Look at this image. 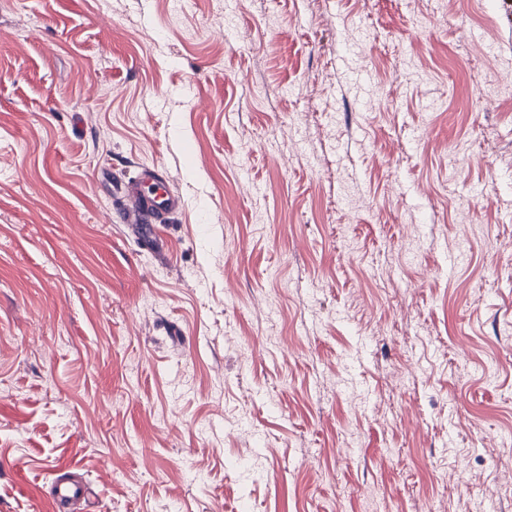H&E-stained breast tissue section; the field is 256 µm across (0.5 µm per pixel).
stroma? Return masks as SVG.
Wrapping results in <instances>:
<instances>
[{
	"label": "stroma",
	"mask_w": 512,
	"mask_h": 512,
	"mask_svg": "<svg viewBox=\"0 0 512 512\" xmlns=\"http://www.w3.org/2000/svg\"><path fill=\"white\" fill-rule=\"evenodd\" d=\"M504 70L503 0H0V512H512ZM136 183L148 187L141 193L131 187L122 212L127 224H168L169 216L182 206L181 199L169 187L168 178L154 166L140 167ZM88 487L84 481L73 478H59L50 489V503L57 512H70L82 505L88 497Z\"/></svg>",
	"instance_id": "1"
}]
</instances>
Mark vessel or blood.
<instances>
[{
  "label": "vessel or blood",
  "instance_id": "1",
  "mask_svg": "<svg viewBox=\"0 0 512 512\" xmlns=\"http://www.w3.org/2000/svg\"><path fill=\"white\" fill-rule=\"evenodd\" d=\"M137 185L126 194L123 218L129 224H164L170 215L182 206L180 198L169 187L166 175L153 166L140 167ZM88 497L84 481L60 478L50 489V503L54 512H73Z\"/></svg>",
  "mask_w": 512,
  "mask_h": 512
}]
</instances>
